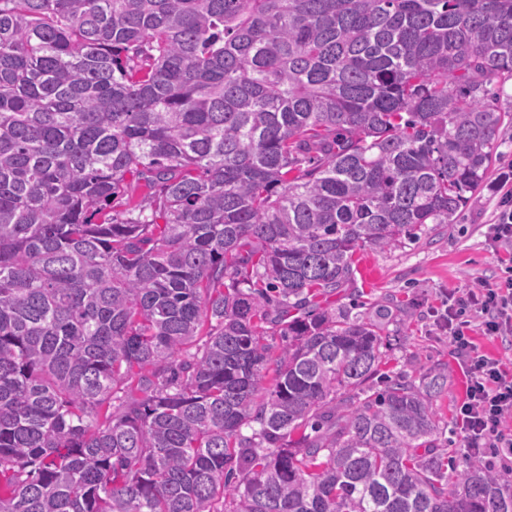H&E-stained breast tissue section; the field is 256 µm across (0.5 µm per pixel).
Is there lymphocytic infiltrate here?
<instances>
[{
  "label": "lymphocytic infiltrate",
  "mask_w": 512,
  "mask_h": 512,
  "mask_svg": "<svg viewBox=\"0 0 512 512\" xmlns=\"http://www.w3.org/2000/svg\"><path fill=\"white\" fill-rule=\"evenodd\" d=\"M445 324L456 356L470 376L460 408L469 458L512 454V434L505 430L507 418L512 417V372L498 358L482 353L473 338L477 329L488 336H512V279L455 299Z\"/></svg>",
  "instance_id": "1"
}]
</instances>
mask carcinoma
I'll return each mask as SVG.
<instances>
[{
	"instance_id": "cac0c4a2",
	"label": "carcinoma",
	"mask_w": 512,
	"mask_h": 512,
	"mask_svg": "<svg viewBox=\"0 0 512 512\" xmlns=\"http://www.w3.org/2000/svg\"><path fill=\"white\" fill-rule=\"evenodd\" d=\"M509 79L512 0H0V512H512L320 302L455 223Z\"/></svg>"
}]
</instances>
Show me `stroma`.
<instances>
[{
	"instance_id": "obj_1",
	"label": "stroma",
	"mask_w": 512,
	"mask_h": 512,
	"mask_svg": "<svg viewBox=\"0 0 512 512\" xmlns=\"http://www.w3.org/2000/svg\"><path fill=\"white\" fill-rule=\"evenodd\" d=\"M505 133L509 142L498 148L486 179L455 223L427 225L417 238L398 247L358 250L351 280L327 299L328 307L379 322L387 338L385 363L372 378V387H383L390 378L416 380L437 369L447 374L448 387L432 405L449 424L448 451L458 459L467 453L456 426L467 380L441 316L450 294L512 277V250L490 238L503 196L499 179L512 176V128Z\"/></svg>"
}]
</instances>
